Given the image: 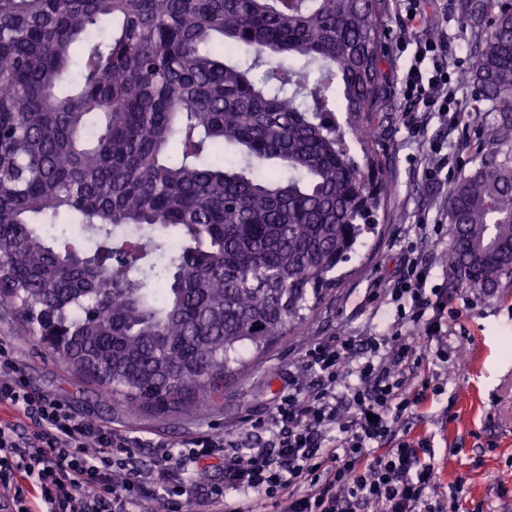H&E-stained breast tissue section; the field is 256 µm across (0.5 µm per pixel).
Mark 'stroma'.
<instances>
[{
	"label": "stroma",
	"instance_id": "stroma-1",
	"mask_svg": "<svg viewBox=\"0 0 512 512\" xmlns=\"http://www.w3.org/2000/svg\"><path fill=\"white\" fill-rule=\"evenodd\" d=\"M424 34L448 35V64L455 71L468 67L474 40L450 8V0H423ZM458 96L473 118L469 125L448 129L443 120L426 118L424 138L444 141L455 173L472 168L480 150L488 148L490 118L471 89ZM404 101L392 94L379 118L387 132L381 138L390 166L384 177V211L377 234L341 265L342 280L315 313L304 334L280 338L261 357L241 352L245 371L226 383L224 398L209 410L169 413L158 417L113 403L99 389L74 376L67 367L45 355L37 337L21 331L13 305L0 299V342L7 343L23 366L35 391L63 399L81 417L138 435L153 433L175 443L201 434L233 435L247 431L263 414L290 373L300 366L301 348L332 336H366L377 321L376 303L368 299L373 283H386L397 269L402 241L420 222L446 223L452 181H426L423 140L410 138L404 126ZM446 243L422 241L419 251L433 266V281L445 288L448 308V359L431 361L427 372L429 402L418 408L412 432L425 439L439 486L428 498L443 512H512V282L486 292L454 288L443 261ZM463 480L465 492L454 498L451 487Z\"/></svg>",
	"mask_w": 512,
	"mask_h": 512
}]
</instances>
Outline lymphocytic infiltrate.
Masks as SVG:
<instances>
[{
	"instance_id": "1",
	"label": "lymphocytic infiltrate",
	"mask_w": 512,
	"mask_h": 512,
	"mask_svg": "<svg viewBox=\"0 0 512 512\" xmlns=\"http://www.w3.org/2000/svg\"><path fill=\"white\" fill-rule=\"evenodd\" d=\"M410 62L399 95L449 127L470 122L451 87L446 43L417 34L421 0H401ZM443 225L418 224L397 274L380 292L385 330L356 340L307 345L250 430L202 435L174 445L79 418L62 401L32 391L18 361L0 348V500L13 512H422L435 481L426 443L409 427L426 400L415 381L426 353L448 331V298L431 285L420 240ZM149 449V462L140 459ZM222 466L224 480L202 475ZM238 491L230 501L227 490Z\"/></svg>"
}]
</instances>
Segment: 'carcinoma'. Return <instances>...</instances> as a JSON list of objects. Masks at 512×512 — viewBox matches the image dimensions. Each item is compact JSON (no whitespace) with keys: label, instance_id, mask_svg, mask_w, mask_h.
<instances>
[{"label":"carcinoma","instance_id":"carcinoma-1","mask_svg":"<svg viewBox=\"0 0 512 512\" xmlns=\"http://www.w3.org/2000/svg\"><path fill=\"white\" fill-rule=\"evenodd\" d=\"M387 2L0 0V292L23 330L65 316L51 354L161 417L303 329L385 206ZM455 8L492 122L448 195V278L491 289L512 281V0ZM62 213L81 231L46 235Z\"/></svg>","mask_w":512,"mask_h":512}]
</instances>
